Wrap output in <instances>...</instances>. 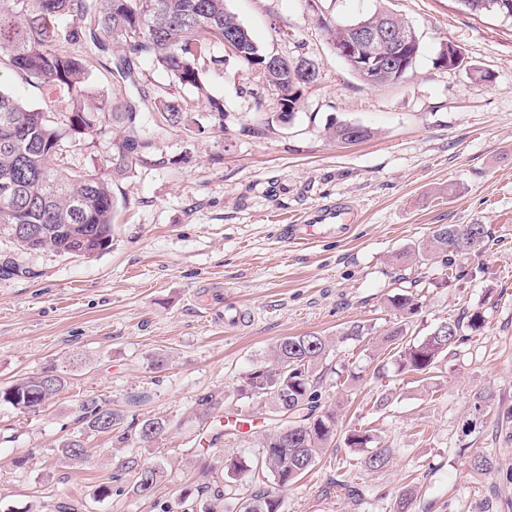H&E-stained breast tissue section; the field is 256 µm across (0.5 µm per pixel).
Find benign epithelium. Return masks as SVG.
Here are the masks:
<instances>
[{
    "instance_id": "benign-epithelium-1",
    "label": "benign epithelium",
    "mask_w": 512,
    "mask_h": 512,
    "mask_svg": "<svg viewBox=\"0 0 512 512\" xmlns=\"http://www.w3.org/2000/svg\"><path fill=\"white\" fill-rule=\"evenodd\" d=\"M342 30L346 35L336 42V54L355 58L358 70L372 85L405 71L410 45L417 41L416 33L409 32L392 14L379 23L358 20L342 26Z\"/></svg>"
}]
</instances>
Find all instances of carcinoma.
Here are the masks:
<instances>
[{"label":"carcinoma","mask_w":512,"mask_h":512,"mask_svg":"<svg viewBox=\"0 0 512 512\" xmlns=\"http://www.w3.org/2000/svg\"><path fill=\"white\" fill-rule=\"evenodd\" d=\"M469 13H493L512 20V0H461ZM73 19L64 26L61 20ZM119 41L124 52L149 56L182 88L208 102L201 119L188 120L185 99L167 100L159 112V122L172 129L203 133L213 127L224 130V105L207 94L205 74L224 66V40L232 41L236 58L252 67L266 63L268 53L254 41L248 29L229 12L224 0H0V71L8 70L33 83L49 84L62 103L58 111L31 107L0 88V232L11 233L10 225L28 224L40 230L36 242L19 235L13 242L22 250L50 249L65 257L84 256L85 250L102 255L112 248V221L118 198L111 180L96 174L76 173L60 164V157L82 142L105 133L119 131L117 149L122 160L113 169L122 176L133 161L145 163L153 147L152 130L132 105L110 103L92 87L94 65L70 49L99 36ZM300 60L288 59L262 69L269 85L282 96L283 110L291 111L296 99L292 89L304 87ZM332 137L357 143L371 136L369 129L333 125ZM483 224H440L414 252L422 261L440 260L442 267L456 272L468 255L486 247ZM420 280L390 296V307L400 321L382 338L390 348L395 372L427 376L441 356L457 348L484 327L482 311H465L454 320L436 325L430 334L417 339L410 334V319L422 309L416 291ZM331 339L317 333L288 336L273 347L271 360L249 370L239 392L256 397L270 408L288 415L284 425L292 428L288 446L279 442V433L268 434L259 446L254 464L239 458L224 460L222 512H281L280 499L271 494L249 498L237 496L245 477L269 475L280 487L294 483L310 470L337 435L336 410L322 402L321 378L316 366L330 351ZM53 376L38 373L0 389V403L16 409L37 412L49 406L68 385L66 375L51 368ZM224 402L221 394L207 392L196 399L199 417ZM125 411L112 407V401L88 395L81 399L77 423L81 429L57 445L65 460L86 459L83 435L87 431L109 433L124 423ZM169 422L147 418L135 426L137 442L160 439ZM373 437L367 430L354 429L344 444L364 453L360 459L366 471L387 467L392 458L389 448H371ZM124 467L133 471L132 492L151 496L163 482L164 470L135 455Z\"/></svg>","instance_id":"1"}]
</instances>
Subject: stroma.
Masks as SVG:
<instances>
[{
  "mask_svg": "<svg viewBox=\"0 0 512 512\" xmlns=\"http://www.w3.org/2000/svg\"><path fill=\"white\" fill-rule=\"evenodd\" d=\"M385 6L421 35L412 71L394 84L362 82L336 56L315 20L346 22ZM259 46L320 64L293 114L254 67L227 56L205 79L224 104L223 131L192 138L154 130L153 161L116 179L120 205L112 248L94 258L22 251L0 238V261L22 276L0 278V388L48 366L72 384L41 412L0 404V512H180L182 490L215 501L225 459L254 458L275 423L263 401L240 396L242 376L267 362L282 338L316 332L333 347L317 367L322 400L335 407L338 437L351 429L393 451L379 472L359 467V450L329 447L298 483L282 490L249 477L246 495L280 494L283 512H392L405 490L410 512H512V23L473 15L459 0H225ZM465 68L437 66L444 43ZM121 80L95 72L99 92L152 117L181 90L146 57ZM371 130L343 143L331 124ZM118 136L106 133L70 151L69 170L112 173ZM342 201L354 215L346 239L293 247L282 225ZM440 224H482L489 239L448 287L422 289L411 327L477 308L485 326L443 358L425 381L378 375L376 340L397 321L387 299L401 278L441 276L438 263L410 255ZM235 308L241 316L226 322ZM368 336L346 339L350 325ZM224 402L208 423L199 395ZM145 395L131 406L129 396ZM96 395L127 418L160 417L170 427L141 446L119 432L86 433L88 457L61 460L59 441L77 431L81 399ZM483 422L463 434L475 405ZM494 467L473 470L475 454ZM160 465L154 495L131 490L130 455ZM24 467H16L18 459ZM361 496L337 494V481ZM111 483L112 495L93 499Z\"/></svg>",
  "mask_w": 512,
  "mask_h": 512,
  "instance_id": "obj_1",
  "label": "stroma"
}]
</instances>
